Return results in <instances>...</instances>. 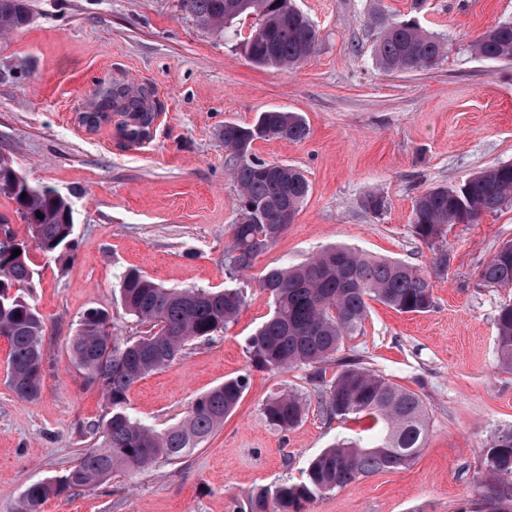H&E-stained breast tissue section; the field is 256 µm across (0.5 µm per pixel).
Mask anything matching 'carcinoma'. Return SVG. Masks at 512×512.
I'll list each match as a JSON object with an SVG mask.
<instances>
[{"label":"carcinoma","mask_w":512,"mask_h":512,"mask_svg":"<svg viewBox=\"0 0 512 512\" xmlns=\"http://www.w3.org/2000/svg\"><path fill=\"white\" fill-rule=\"evenodd\" d=\"M180 2L203 28L239 40L245 58L255 66L294 69L316 50L317 32L294 0H245L241 12L232 16L225 10L227 0ZM246 18L255 23L244 37L239 24ZM29 21L27 0H0V32L20 30ZM373 21L381 27L376 56L389 70L428 69L447 52V44L414 18L388 22L376 16ZM472 51L484 59L512 61V21L504 20L480 35ZM159 108L153 88L147 85L103 82L84 121L96 126L116 114L122 138L137 142L149 137ZM308 134L301 116L278 110L260 113L251 125H224V146L236 158L232 181L239 202L228 249L230 270L249 269L258 255L271 248L288 228L284 212L296 214L309 192L301 171L255 158L253 143L271 137L302 141ZM0 190L14 199L37 249L51 254L70 245L73 211L62 196L50 188L31 186L3 157ZM511 201L512 163H501L457 187L422 192L414 205L415 233L432 245L448 225L473 223ZM0 234L10 241L0 242L2 296L29 284L34 271L26 243L15 241L6 218L0 219ZM16 249L21 253L15 257ZM479 275L491 286L512 287V249L496 253ZM260 286L270 292L274 310L248 341L250 365L270 371L313 368L329 416L369 418L380 425V431L371 440H344L325 449L309 463L301 483L254 490L250 512H303L305 503L361 477L407 468L419 454L427 431L429 413L421 396L355 359L338 363L340 371L329 382L320 365L333 358L345 338L361 330L370 300L401 313L429 311L433 305L429 279L405 262L335 246L300 265L267 269ZM121 295L126 312L150 326L145 335L122 342L112 335L106 313L90 309L71 342L75 366L87 382L103 388L111 407L109 417L93 426L96 446L85 449L65 474L30 484L19 512H41L47 499L102 482L120 468L140 469L158 459L186 458L223 425L249 386L246 374L225 380L197 397L184 420L163 432L133 420L126 410L131 385L173 363L188 342L208 340L223 330L237 316L245 296L238 288H165L138 269L124 273ZM496 328L497 356L512 369L511 300L500 305ZM42 333L43 318L25 298L17 295L0 303V336L9 345V385L29 401L39 398L44 385ZM305 412L306 404L296 394L275 397L264 406L267 423L281 431L295 427ZM483 464L485 480L474 512H512V430L491 441Z\"/></svg>","instance_id":"cac0c4a2"}]
</instances>
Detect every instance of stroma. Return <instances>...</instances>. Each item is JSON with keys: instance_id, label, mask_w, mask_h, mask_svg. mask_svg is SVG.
Returning a JSON list of instances; mask_svg holds the SVG:
<instances>
[{"instance_id": "35a3bbf8", "label": "stroma", "mask_w": 512, "mask_h": 512, "mask_svg": "<svg viewBox=\"0 0 512 512\" xmlns=\"http://www.w3.org/2000/svg\"><path fill=\"white\" fill-rule=\"evenodd\" d=\"M29 3L30 24L0 37V157L69 202L74 234L57 253L29 252L34 274L21 293L44 321L37 400L10 388L9 347L0 337V512H17L29 484L63 475L93 444L107 407L100 387L75 367L70 341L92 308L108 313L118 338L144 335L147 324L121 303L120 277L131 268L167 288H239L245 302L211 340L190 343L135 383L129 414L161 431L224 379L246 373L249 387L184 462L117 470L47 500L42 512H248L254 489L304 481L314 456L367 423L326 417L309 367L259 370L246 347L272 311L261 272L330 245L398 259L430 276V311L399 313L371 302L360 333L340 350L418 392L429 421L410 467L327 492L304 512H467L479 497L485 448L512 429V369L498 361L495 324L512 288L479 277L512 243V203L449 226L441 239L451 257L444 277L433 275V248L413 231V205L425 189L512 162V61L471 52L485 30L512 18V0H296L318 46L291 70L254 66L178 0ZM410 13L445 40L447 53L425 70H384L372 18ZM112 80L153 87L161 108L148 139L125 141L113 120L95 129L82 123L98 82ZM273 109L301 115L309 135L259 140L252 154L298 168L310 190L276 244L234 274L227 248L238 195L224 126L253 124ZM373 194L383 199L381 210L367 207ZM287 393L301 396L307 412L278 431L263 409Z\"/></svg>"}]
</instances>
